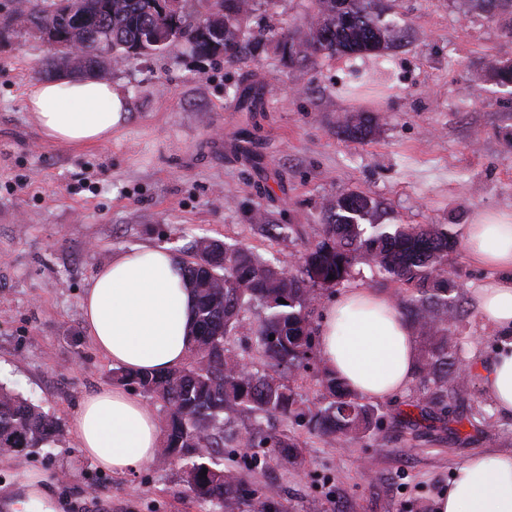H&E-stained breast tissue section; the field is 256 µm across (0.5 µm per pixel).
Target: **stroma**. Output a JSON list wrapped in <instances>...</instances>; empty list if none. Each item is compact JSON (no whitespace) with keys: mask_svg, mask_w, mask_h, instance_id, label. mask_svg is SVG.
Masks as SVG:
<instances>
[{"mask_svg":"<svg viewBox=\"0 0 512 512\" xmlns=\"http://www.w3.org/2000/svg\"><path fill=\"white\" fill-rule=\"evenodd\" d=\"M388 18L404 38L386 57L383 97L342 91L373 66L370 56L291 67L271 45L230 67L176 45L113 68L130 119L110 142L80 149L47 143L25 109L29 87L56 76L52 50L21 22L0 27V383L65 428L52 447L0 454V512L28 471L53 482L63 512H212L176 460L161 454L117 478L67 431L87 394L116 383L81 309L112 254L141 245L176 253L196 235L291 270L321 232L323 204L347 191L380 201L383 223L441 224L458 239L478 214L512 210V90L489 70L512 43V13L471 0H394ZM229 85L259 89L263 111H238ZM362 112L379 120L373 137L338 135L344 116ZM258 208L291 225L288 237L253 224ZM448 276L465 307L450 336L467 365L497 338L473 302L489 273L459 246ZM417 394L413 382L379 402L382 432L341 447L292 416L268 418L267 429L295 439L301 462L275 448L225 449L249 489L237 512H435L471 454L512 448V419L479 375L464 390L470 424L408 421Z\"/></svg>","mask_w":512,"mask_h":512,"instance_id":"obj_1","label":"stroma"}]
</instances>
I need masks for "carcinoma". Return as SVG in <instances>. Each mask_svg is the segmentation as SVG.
<instances>
[{
  "mask_svg": "<svg viewBox=\"0 0 512 512\" xmlns=\"http://www.w3.org/2000/svg\"><path fill=\"white\" fill-rule=\"evenodd\" d=\"M156 2L78 0L74 11L71 0H27L17 15L38 32L47 26L60 30L65 40L57 48L54 69L84 76L104 72L109 60L117 66L132 56L161 53L179 44L198 57L222 56L225 63L239 65L257 58L274 42L282 59L303 67L336 55H386L400 39V32L385 20L390 7L382 0H309L306 30L293 32L246 25L260 9H272L275 0H205L202 10L193 0H177L169 13L159 11ZM78 42L89 43L91 53L75 68L70 55ZM491 73L500 85H512L511 60L496 62ZM232 97L242 112L263 109L256 90L236 86ZM338 133L364 140L375 133V126L370 117L357 113L345 118ZM381 212L380 203L354 191L327 201L321 210L322 234L308 245L293 274L246 246L194 239L184 264L195 291L196 321L184 363L165 372L117 371L119 381L167 405L161 452L183 464L189 489L211 503L215 512H235L245 485L239 473L220 466L224 449L232 442L278 448L285 458L297 459L291 452L294 440L261 427V419L268 415L293 414L338 444L380 432L374 407L328 369L320 373L330 400L313 414L297 404L283 378L246 367L229 344L241 313L258 305L264 316L254 336L265 360L290 376L318 367L321 359L310 328L312 307L319 291L342 285L360 264L409 292L405 315L425 342L417 366L421 411L437 419L450 413L460 419L474 417L465 405L455 352L448 343V325L463 313L457 285L447 271L448 253L457 241L443 225L383 224ZM251 219L275 237L288 232V225L270 223L258 209ZM242 414L254 416V429L242 438L226 433L224 424ZM62 436L58 422L0 385L1 454L29 451Z\"/></svg>",
  "mask_w": 512,
  "mask_h": 512,
  "instance_id": "obj_1",
  "label": "carcinoma"
}]
</instances>
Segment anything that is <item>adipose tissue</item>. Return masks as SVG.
I'll return each instance as SVG.
<instances>
[{
	"instance_id": "obj_1",
	"label": "adipose tissue",
	"mask_w": 512,
	"mask_h": 512,
	"mask_svg": "<svg viewBox=\"0 0 512 512\" xmlns=\"http://www.w3.org/2000/svg\"><path fill=\"white\" fill-rule=\"evenodd\" d=\"M25 107L50 143L74 148L109 142L129 118L124 94L111 81L61 78L36 84ZM470 258L493 270L474 295L482 319L499 334L477 357L485 395L512 417V211L482 214L467 225ZM194 298L180 258L163 247L137 246L112 256L94 275L81 302L84 330L113 365L167 371L182 364L192 338ZM319 351L324 364L372 400H387L411 381L417 363L413 330L392 298L351 288L326 304ZM82 455L98 469L125 476L158 454L161 433L153 409L131 391L104 387L85 396L70 420ZM11 512H59L49 480L26 473ZM437 512H512V448L472 455L454 473Z\"/></svg>"
}]
</instances>
